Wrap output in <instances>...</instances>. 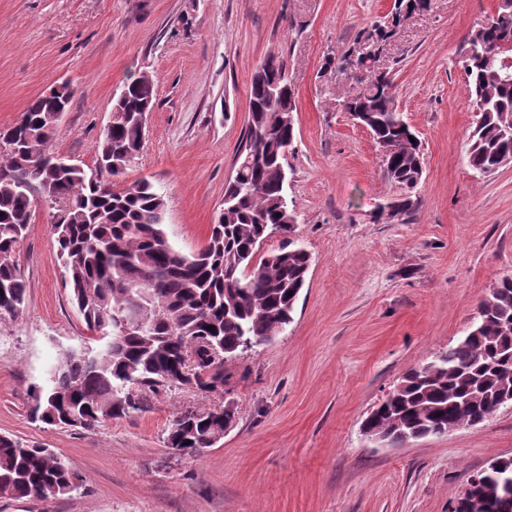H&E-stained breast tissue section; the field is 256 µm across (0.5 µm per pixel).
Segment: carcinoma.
I'll use <instances>...</instances> for the list:
<instances>
[{"instance_id": "obj_1", "label": "carcinoma", "mask_w": 512, "mask_h": 512, "mask_svg": "<svg viewBox=\"0 0 512 512\" xmlns=\"http://www.w3.org/2000/svg\"><path fill=\"white\" fill-rule=\"evenodd\" d=\"M430 0H393L383 20L370 26L381 36L429 8ZM343 56L370 78L344 109L371 132L385 155V179L400 189L391 215L415 207L414 189L423 173L420 141L398 111L394 78L359 48ZM462 67L475 120L466 140L469 166L493 174L512 159V0H497L486 25L469 35ZM155 96L153 80L127 83L112 106L94 167L61 159L52 145L70 103L61 84L32 100L19 121L0 130V319L17 315L26 283L14 256L37 206L50 211L51 230L71 299L90 340L101 346L62 354L49 384L32 391L31 412L49 426L94 430L107 421L142 412L146 396L173 391L171 376L186 375L189 388L218 391L224 365L245 343L268 342L293 321L311 265L310 253L294 238L296 209L285 196V146L295 136V96L286 64L268 55L250 89L246 143L224 191V209L207 243L185 254L163 229L165 195L139 179L123 184L143 144L145 118ZM281 235L277 249L257 257L261 244ZM155 310L150 335L121 333L122 322L143 309ZM214 330L209 331L207 327ZM512 393V278L500 277L480 303L465 336L433 359L408 369L400 383L365 420L392 445L413 434L437 436L476 425L500 409ZM237 410L187 407L168 424V448H209ZM190 444H185V441ZM52 482L46 483L47 476ZM490 482L512 479V458H500ZM82 479L58 454L27 440L0 434V499L64 496Z\"/></svg>"}]
</instances>
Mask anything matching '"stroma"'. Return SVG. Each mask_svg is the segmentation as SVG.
I'll use <instances>...</instances> for the list:
<instances>
[{"instance_id":"35a3bbf8","label":"stroma","mask_w":512,"mask_h":512,"mask_svg":"<svg viewBox=\"0 0 512 512\" xmlns=\"http://www.w3.org/2000/svg\"><path fill=\"white\" fill-rule=\"evenodd\" d=\"M391 0H0V128L54 85L72 95L53 148L94 166L129 79L155 86L143 147L126 182L167 199L163 228L182 252L207 241L244 147L251 77L284 58L295 138L284 161L296 236L312 264L293 322L228 362L218 392L151 395L147 411L92 431L30 416L60 354L89 332L69 298L47 211L16 260L24 310L0 320V434L62 455L80 490L0 499V512H450L472 476L512 457V406L475 426L395 446L362 432L406 370L467 332L500 276L512 275V164L483 176L465 155L474 121L459 54L496 0H430L385 53L425 172L409 214L381 213L398 189L342 98L366 72L341 69L355 35ZM233 404L237 421L197 458L172 456L183 408Z\"/></svg>"}]
</instances>
